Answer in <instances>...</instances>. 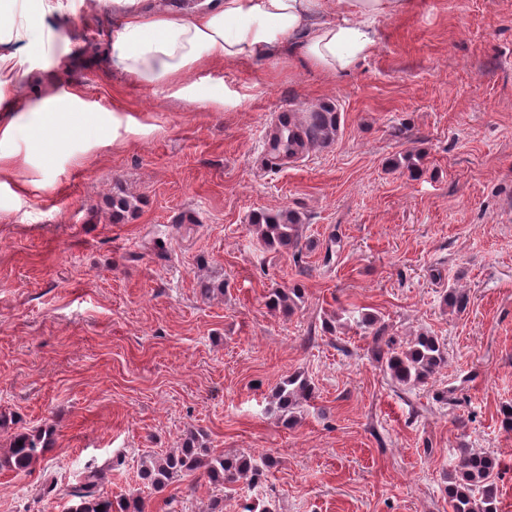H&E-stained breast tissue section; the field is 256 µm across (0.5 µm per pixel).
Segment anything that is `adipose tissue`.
<instances>
[{
    "mask_svg": "<svg viewBox=\"0 0 512 512\" xmlns=\"http://www.w3.org/2000/svg\"><path fill=\"white\" fill-rule=\"evenodd\" d=\"M120 26L109 45L114 72L174 86L204 62L257 65L289 52L305 68L347 73L377 44L374 23L415 0H108ZM87 0H0V163L21 152L23 132H46L64 105L26 112L18 91L36 61L53 54L66 22Z\"/></svg>",
    "mask_w": 512,
    "mask_h": 512,
    "instance_id": "obj_1",
    "label": "adipose tissue"
}]
</instances>
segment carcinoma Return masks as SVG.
<instances>
[{"mask_svg": "<svg viewBox=\"0 0 512 512\" xmlns=\"http://www.w3.org/2000/svg\"><path fill=\"white\" fill-rule=\"evenodd\" d=\"M302 134H288L282 138L283 151L295 155V147L306 151L314 145L334 137L339 130L338 113L323 109L302 112L295 116ZM258 239L265 245L278 246L293 253H301L304 224L297 213L289 209L257 213L252 218ZM302 298L298 288L276 289L268 300L270 307L291 310ZM452 310L466 311L470 298L465 290L451 288L444 298ZM348 319L369 330L374 343L376 359L384 362L391 379L400 385L425 384L447 364V354L438 337L421 333L398 349L388 335V324L376 316L359 310H344ZM312 387L300 375L280 383L274 392L276 409L285 419L295 414L299 404L310 399ZM53 431L41 429L17 434L6 452L0 455V470L27 471L45 456L52 442ZM496 458L485 451L462 448L453 468L448 471L447 494L451 512H498V486ZM203 472L214 485H232L241 479L252 486L262 483L263 471L247 453L232 456H213L200 435L191 432L178 448L167 453L148 452L140 459V478L155 490L197 472ZM99 471L91 468L79 484L71 487L67 495L75 499L68 512H146L145 500L131 492L114 498L100 485ZM103 510H97V507Z\"/></svg>", "mask_w": 512, "mask_h": 512, "instance_id": "cac0c4a2", "label": "carcinoma"}]
</instances>
